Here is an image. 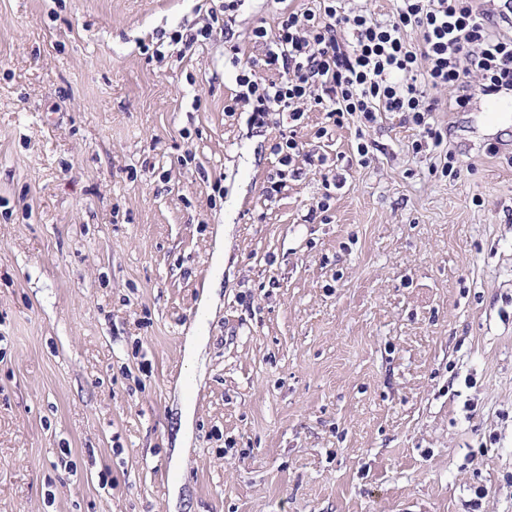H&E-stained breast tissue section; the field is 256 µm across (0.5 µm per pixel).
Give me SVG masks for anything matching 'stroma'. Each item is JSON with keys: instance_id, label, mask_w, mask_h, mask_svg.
<instances>
[{"instance_id": "stroma-1", "label": "stroma", "mask_w": 512, "mask_h": 512, "mask_svg": "<svg viewBox=\"0 0 512 512\" xmlns=\"http://www.w3.org/2000/svg\"><path fill=\"white\" fill-rule=\"evenodd\" d=\"M220 6L0 0V512H512V124L311 111L268 198Z\"/></svg>"}]
</instances>
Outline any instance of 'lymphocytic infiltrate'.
<instances>
[{
    "mask_svg": "<svg viewBox=\"0 0 512 512\" xmlns=\"http://www.w3.org/2000/svg\"><path fill=\"white\" fill-rule=\"evenodd\" d=\"M270 2L275 26H256L251 35L263 49L261 63L242 61L232 42L241 0H224L217 26L230 43L237 86L226 110L246 112L252 128L298 122L309 111L337 123L355 114L369 125L382 113L398 112L420 134L412 143L417 151L423 142L438 147L444 141L433 119L438 92L449 91L448 109L458 112L474 95L512 90V23L502 19L495 0H394L377 17L346 0H318L304 11L288 7L287 0ZM217 27L177 31L171 40L202 45ZM475 72L480 81H472ZM272 150L282 166L269 187L277 195L287 187L285 169L302 156L303 144L295 131L282 129Z\"/></svg>",
    "mask_w": 512,
    "mask_h": 512,
    "instance_id": "f902f5d3",
    "label": "lymphocytic infiltrate"
}]
</instances>
